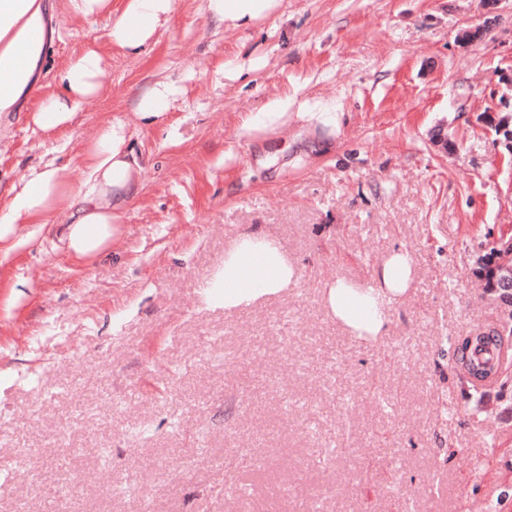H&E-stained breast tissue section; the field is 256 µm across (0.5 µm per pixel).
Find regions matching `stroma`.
<instances>
[{
	"label": "stroma",
	"mask_w": 512,
	"mask_h": 512,
	"mask_svg": "<svg viewBox=\"0 0 512 512\" xmlns=\"http://www.w3.org/2000/svg\"><path fill=\"white\" fill-rule=\"evenodd\" d=\"M125 2L87 21L58 0L44 94L89 48L104 78L64 131H0V209L115 118L145 166L100 261L0 255V512H512V366L477 392L457 355L502 321L475 270L512 238L489 125L512 117V0L486 31L484 0H275L247 23L174 0L137 53L109 42ZM160 84L165 116L139 120ZM258 112L287 128L247 132ZM259 231L299 278L225 310L212 275ZM397 249L411 288L356 340L323 290Z\"/></svg>",
	"instance_id": "obj_1"
}]
</instances>
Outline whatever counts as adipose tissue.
Segmentation results:
<instances>
[{
  "label": "adipose tissue",
  "mask_w": 512,
  "mask_h": 512,
  "mask_svg": "<svg viewBox=\"0 0 512 512\" xmlns=\"http://www.w3.org/2000/svg\"><path fill=\"white\" fill-rule=\"evenodd\" d=\"M174 0H127L109 32L111 44L126 51L143 47ZM55 0H0V114L30 112L40 130L65 127L96 91L103 75L101 58L90 50L71 60L60 75L64 94L40 97L45 79V52L55 40ZM79 180L67 168L49 162L28 170L0 211V252L37 242L52 232L53 245L75 259L95 262L107 255L121 232L120 220L142 187L144 167L128 134L115 119L83 146ZM413 260L393 252L370 282L330 284L325 304L350 334L363 341L382 336L386 311L409 291ZM298 277L280 246L264 234H240L224 255L214 287L223 289L231 310L275 295Z\"/></svg>",
  "instance_id": "obj_1"
}]
</instances>
